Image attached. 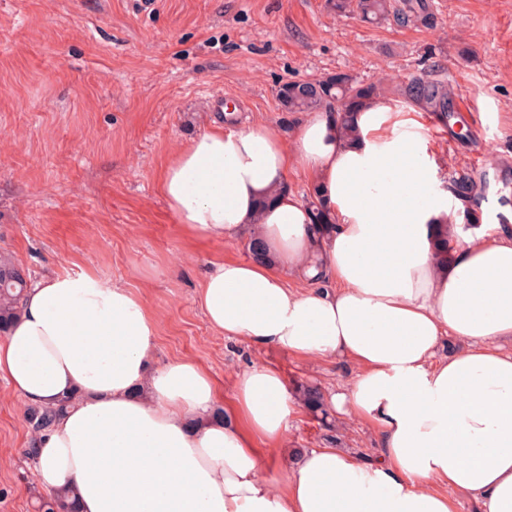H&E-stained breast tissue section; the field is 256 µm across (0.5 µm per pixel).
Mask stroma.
I'll list each match as a JSON object with an SVG mask.
<instances>
[{"instance_id": "stroma-1", "label": "stroma", "mask_w": 512, "mask_h": 512, "mask_svg": "<svg viewBox=\"0 0 512 512\" xmlns=\"http://www.w3.org/2000/svg\"><path fill=\"white\" fill-rule=\"evenodd\" d=\"M414 21L363 22L327 0H0V256L28 279L98 276L141 290L159 320L154 362L190 359L219 405L235 376L278 370L289 388L346 385L349 361L214 334L196 302L209 263L249 260L250 236H187L159 191L175 151L230 107L226 125L259 124L293 139L299 114L279 87L336 73L407 103L422 76L467 95L470 111L421 117L437 186L460 225L512 230V0H426ZM468 177L467 197L453 182ZM21 400L0 380V512H33L37 477ZM293 448L375 456L360 420L301 410Z\"/></svg>"}]
</instances>
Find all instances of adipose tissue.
Segmentation results:
<instances>
[{
  "instance_id": "adipose-tissue-1",
  "label": "adipose tissue",
  "mask_w": 512,
  "mask_h": 512,
  "mask_svg": "<svg viewBox=\"0 0 512 512\" xmlns=\"http://www.w3.org/2000/svg\"><path fill=\"white\" fill-rule=\"evenodd\" d=\"M423 110L376 96L347 115L307 112L290 141L218 117L160 182L195 238L250 226L266 248L207 269L197 302L210 329L355 363L329 403L376 428L375 459L304 448L269 477L300 410L279 371L237 374L220 413L197 363L153 364L159 326L142 294L52 272L0 340V378L27 407L74 398L29 440L39 487L74 488L79 512H456L457 493L512 512V235L462 234L431 189ZM292 172L309 177L328 225L289 191ZM447 337L462 348L443 356Z\"/></svg>"
}]
</instances>
